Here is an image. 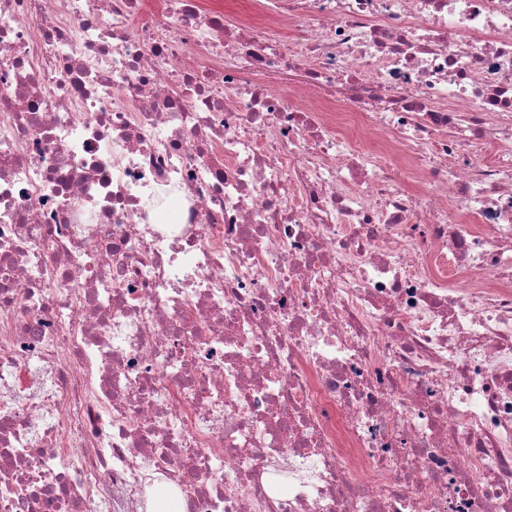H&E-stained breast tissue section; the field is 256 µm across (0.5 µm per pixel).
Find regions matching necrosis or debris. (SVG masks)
Masks as SVG:
<instances>
[{
  "instance_id": "necrosis-or-debris-1",
  "label": "necrosis or debris",
  "mask_w": 512,
  "mask_h": 512,
  "mask_svg": "<svg viewBox=\"0 0 512 512\" xmlns=\"http://www.w3.org/2000/svg\"><path fill=\"white\" fill-rule=\"evenodd\" d=\"M165 506L512 512V0H0V512Z\"/></svg>"
}]
</instances>
